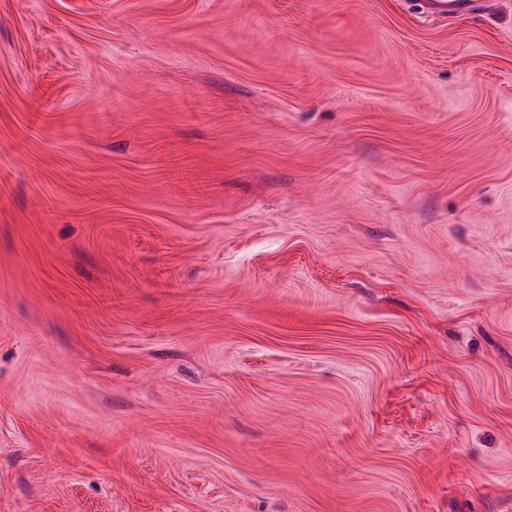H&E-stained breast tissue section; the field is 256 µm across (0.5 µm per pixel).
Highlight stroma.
Masks as SVG:
<instances>
[{"label":"stroma","mask_w":512,"mask_h":512,"mask_svg":"<svg viewBox=\"0 0 512 512\" xmlns=\"http://www.w3.org/2000/svg\"><path fill=\"white\" fill-rule=\"evenodd\" d=\"M0 512H512V0H0Z\"/></svg>","instance_id":"stroma-1"}]
</instances>
